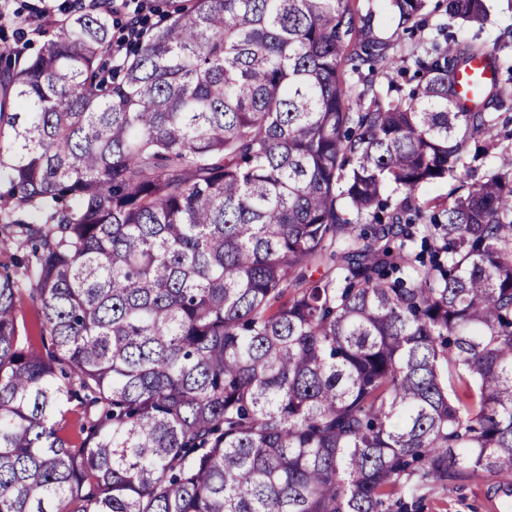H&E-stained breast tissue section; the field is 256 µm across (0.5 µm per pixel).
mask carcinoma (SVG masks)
Returning <instances> with one entry per match:
<instances>
[{
  "instance_id": "obj_1",
  "label": "carcinoma",
  "mask_w": 512,
  "mask_h": 512,
  "mask_svg": "<svg viewBox=\"0 0 512 512\" xmlns=\"http://www.w3.org/2000/svg\"><path fill=\"white\" fill-rule=\"evenodd\" d=\"M159 14L117 68L110 5L0 54V512H408L478 470L511 496L512 54L442 28L397 57L372 0ZM491 77L490 70L487 62L484 60H477L465 70L464 74L458 76V92L461 96L470 97L472 88L478 80L487 82Z\"/></svg>"
}]
</instances>
